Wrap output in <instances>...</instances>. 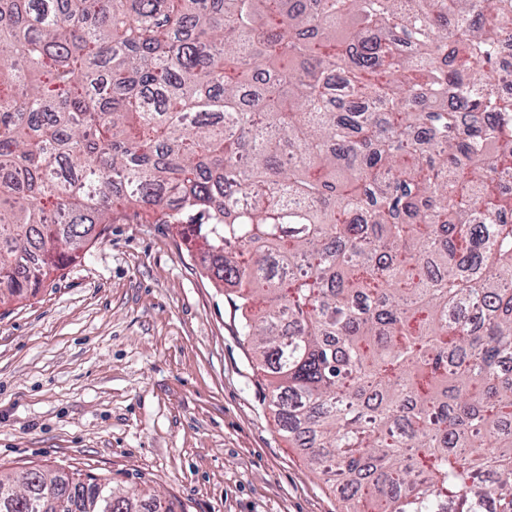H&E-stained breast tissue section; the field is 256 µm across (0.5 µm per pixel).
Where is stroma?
<instances>
[{
	"label": "stroma",
	"mask_w": 512,
	"mask_h": 512,
	"mask_svg": "<svg viewBox=\"0 0 512 512\" xmlns=\"http://www.w3.org/2000/svg\"><path fill=\"white\" fill-rule=\"evenodd\" d=\"M238 316L169 224L108 225L0 304V466L141 485L176 512H345L282 435Z\"/></svg>",
	"instance_id": "obj_1"
}]
</instances>
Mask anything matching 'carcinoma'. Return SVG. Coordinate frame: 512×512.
I'll return each instance as SVG.
<instances>
[{
  "label": "carcinoma",
  "instance_id": "obj_1",
  "mask_svg": "<svg viewBox=\"0 0 512 512\" xmlns=\"http://www.w3.org/2000/svg\"><path fill=\"white\" fill-rule=\"evenodd\" d=\"M512 0H0V303L192 240L347 512H512ZM174 512L0 469V512Z\"/></svg>",
  "mask_w": 512,
  "mask_h": 512
}]
</instances>
